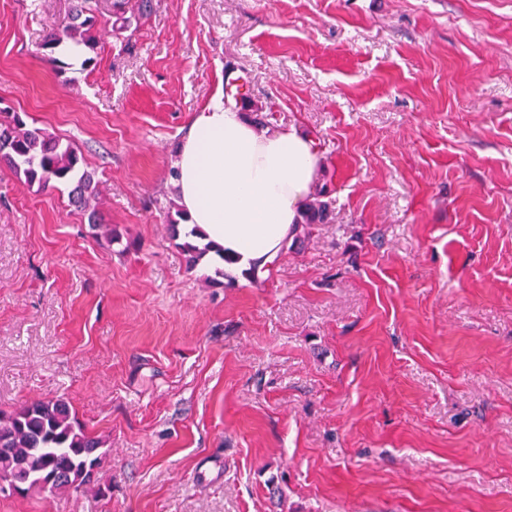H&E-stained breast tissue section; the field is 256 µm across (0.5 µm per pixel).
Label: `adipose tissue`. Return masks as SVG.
Returning a JSON list of instances; mask_svg holds the SVG:
<instances>
[{
	"instance_id": "adipose-tissue-1",
	"label": "adipose tissue",
	"mask_w": 512,
	"mask_h": 512,
	"mask_svg": "<svg viewBox=\"0 0 512 512\" xmlns=\"http://www.w3.org/2000/svg\"><path fill=\"white\" fill-rule=\"evenodd\" d=\"M176 156L188 224L239 271L264 266L292 237L320 162L311 135L257 127L220 94L192 115Z\"/></svg>"
}]
</instances>
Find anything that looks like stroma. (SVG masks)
<instances>
[{
	"label": "stroma",
	"instance_id": "obj_1",
	"mask_svg": "<svg viewBox=\"0 0 512 512\" xmlns=\"http://www.w3.org/2000/svg\"><path fill=\"white\" fill-rule=\"evenodd\" d=\"M70 7L0 0V111L116 241L0 165V408L64 398L104 457L0 512H512V0H151L88 69L40 48ZM218 92L315 136L331 210L215 285L167 206ZM0 162L23 176L28 185H66L70 205L87 217L88 224L93 229L106 226L101 224L95 201L98 182L94 173L83 167L82 158L71 143L63 145L44 128L27 127L15 112H0Z\"/></svg>",
	"mask_w": 512,
	"mask_h": 512
}]
</instances>
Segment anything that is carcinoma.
<instances>
[{
    "instance_id": "carcinoma-1",
    "label": "carcinoma",
    "mask_w": 512,
    "mask_h": 512,
    "mask_svg": "<svg viewBox=\"0 0 512 512\" xmlns=\"http://www.w3.org/2000/svg\"><path fill=\"white\" fill-rule=\"evenodd\" d=\"M150 0H112L111 16L101 10L99 0H73L67 21L49 29L40 49L55 62L57 50L70 45L85 50L81 66L96 63L99 33L112 25L125 31L140 21ZM0 162L24 177L28 185L69 188L71 206L87 217L88 224L101 228L95 200L98 182L94 173L83 167L82 158L72 144L44 128L29 127L15 112L0 114ZM330 203L318 194L305 204L299 237L312 236V225L328 219ZM102 441L74 421L69 405L62 398L34 400L9 411L0 410V482L10 478L23 482L21 496L49 492L78 491L94 481L100 468Z\"/></svg>"
}]
</instances>
